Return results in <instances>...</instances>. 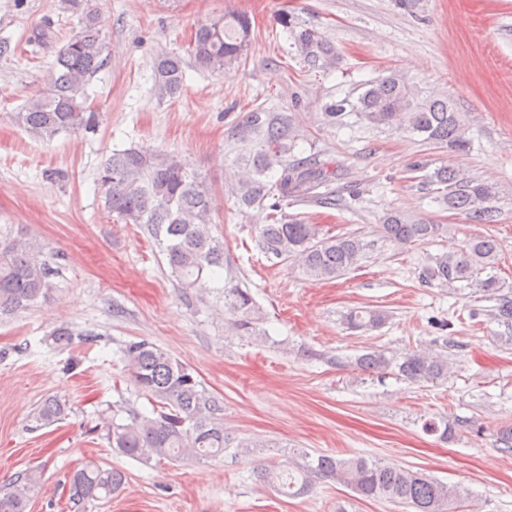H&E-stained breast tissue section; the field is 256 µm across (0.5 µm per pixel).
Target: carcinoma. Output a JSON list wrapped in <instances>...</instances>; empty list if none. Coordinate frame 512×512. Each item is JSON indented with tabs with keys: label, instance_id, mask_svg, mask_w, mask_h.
I'll use <instances>...</instances> for the list:
<instances>
[{
	"label": "carcinoma",
	"instance_id": "cac0c4a2",
	"mask_svg": "<svg viewBox=\"0 0 512 512\" xmlns=\"http://www.w3.org/2000/svg\"><path fill=\"white\" fill-rule=\"evenodd\" d=\"M79 14L80 30L59 51L48 71L46 90L30 98L14 121L33 137L50 142L62 132L89 130L96 126V113L89 109L85 84L99 72L107 57L106 38L98 26L92 0H64ZM247 16L227 12L200 25L190 44L197 64L213 73L237 63L250 41ZM305 57L316 63L333 55V49L314 31L294 33ZM155 90L159 97H174L184 82L182 58L161 56L155 66ZM364 119L371 125L393 128L411 136L463 150L469 146L462 113L452 102L436 95H421L397 75L371 81L358 100ZM236 135L255 142L240 157V173L233 194L240 206L260 207L270 196L302 200L331 178L327 169L305 158L289 160L292 144L280 121L250 114ZM97 184L106 208L135 224H144L166 253L172 273L181 288L203 286L207 271L224 267V249L211 234L210 216L214 197L184 160L145 149L117 151L100 166ZM437 187L441 203L450 211L465 214L477 224L495 222L491 205L492 185L468 177L454 168L441 167L428 177ZM438 224H414L403 214L387 215L380 233L404 245L439 235ZM264 252L297 261L316 281L334 280L359 266L368 244L355 234L326 236L316 224L289 221L275 213L259 228ZM497 240L480 236L463 242L456 251L434 258L426 277L431 282L472 280L497 261ZM55 275L43 247L23 231L0 228V317L30 308L52 288ZM485 299L498 301L496 315L512 323V299L500 294L497 277L476 281ZM224 308L231 315L230 328L238 336L264 341L262 315L249 289L224 284ZM353 331L374 330L385 324L380 309L354 308L342 316ZM125 374L137 393L152 406L151 414L134 412L127 421L105 422L106 439L113 453L149 462L185 457L208 460L228 451L224 434V402L207 392L193 369L146 340L133 341L121 350ZM364 372L391 374L412 383L448 379V356L432 349H416L400 356L369 350L354 358ZM71 411L69 402L52 396L38 407L35 420L49 426ZM332 478L363 499L402 505L409 512H460L462 496L448 485L419 470L357 455L338 459L320 454L307 456L295 473L264 471L261 478L274 490L287 495L309 492L314 477ZM125 473L88 460L69 479L68 501L83 512L99 501H109L124 489ZM42 489V471L28 469L0 486V512H27L31 499Z\"/></svg>",
	"mask_w": 512,
	"mask_h": 512
}]
</instances>
